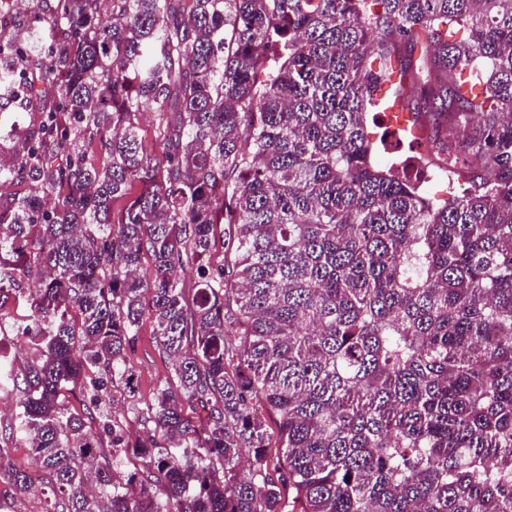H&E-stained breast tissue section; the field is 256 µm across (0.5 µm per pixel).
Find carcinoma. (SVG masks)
Segmentation results:
<instances>
[{
  "instance_id": "cac0c4a2",
  "label": "carcinoma",
  "mask_w": 512,
  "mask_h": 512,
  "mask_svg": "<svg viewBox=\"0 0 512 512\" xmlns=\"http://www.w3.org/2000/svg\"><path fill=\"white\" fill-rule=\"evenodd\" d=\"M20 2L0 314L28 306L11 434L47 478L1 446L0 479L46 512H512V0ZM371 110L473 190L374 166ZM146 310L172 374L131 445ZM471 188V183L447 174L430 184H424L422 191L426 197L434 201H442L454 196H461L470 191ZM9 448H11V453L17 466L26 471L35 481L36 485H39L45 474L32 449L28 448L22 441L15 439V437L9 442Z\"/></svg>"
}]
</instances>
